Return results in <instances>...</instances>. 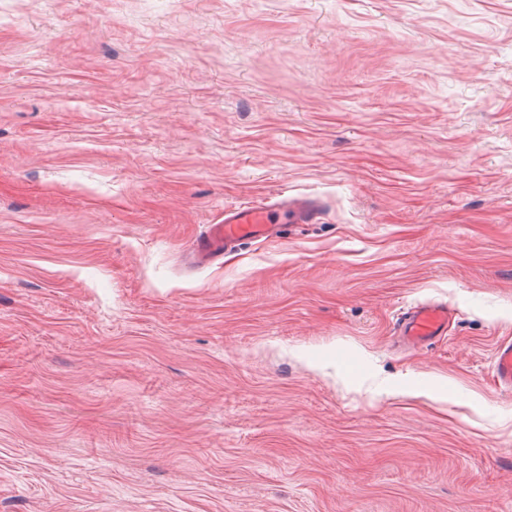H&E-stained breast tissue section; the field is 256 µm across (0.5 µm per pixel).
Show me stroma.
Instances as JSON below:
<instances>
[{
	"instance_id": "35a3bbf8",
	"label": "stroma",
	"mask_w": 512,
	"mask_h": 512,
	"mask_svg": "<svg viewBox=\"0 0 512 512\" xmlns=\"http://www.w3.org/2000/svg\"><path fill=\"white\" fill-rule=\"evenodd\" d=\"M508 338L512 0H0V512H512ZM323 217L322 203L309 197L281 196L272 205H234L224 208V217L208 224L184 256L192 270L221 263L224 254L246 240H267L280 224H317ZM448 305L425 303L397 315L398 336L413 346L427 347L448 328ZM492 371L499 387L512 388V340L497 344L492 357Z\"/></svg>"
}]
</instances>
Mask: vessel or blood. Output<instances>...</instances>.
Wrapping results in <instances>:
<instances>
[{
    "mask_svg": "<svg viewBox=\"0 0 512 512\" xmlns=\"http://www.w3.org/2000/svg\"><path fill=\"white\" fill-rule=\"evenodd\" d=\"M323 217L321 202L309 197L281 196L271 205H234L224 210L217 223L208 225L183 262L197 269L223 260L226 252L244 241L273 237L282 224H315ZM449 309L443 303H425L398 314L399 336L408 344L427 347L443 336L448 327ZM492 371L499 387L512 388V340L497 344L492 357Z\"/></svg>",
    "mask_w": 512,
    "mask_h": 512,
    "instance_id": "vessel-or-blood-1",
    "label": "vessel or blood"
}]
</instances>
